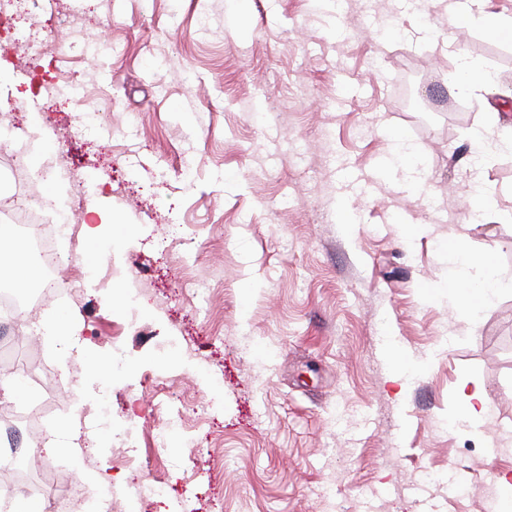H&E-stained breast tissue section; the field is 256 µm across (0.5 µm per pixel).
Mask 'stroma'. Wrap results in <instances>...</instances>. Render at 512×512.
<instances>
[{"mask_svg": "<svg viewBox=\"0 0 512 512\" xmlns=\"http://www.w3.org/2000/svg\"><path fill=\"white\" fill-rule=\"evenodd\" d=\"M83 5L61 0L50 22L65 60L0 56V113L38 78L83 75L94 128L37 94L19 119L63 130L45 156L85 152L89 201L129 227L102 237L96 268L122 275L76 263L71 299L44 308L80 336L81 419L104 390L113 422L146 431L123 445L101 429L96 456L65 449L48 469L30 454L28 469L62 493L131 458L110 493L120 512H494L488 493L512 469V290L472 321L442 286L457 240L512 280V150L483 172L482 212L466 176L475 133L512 137V37L483 26L512 18V0H429L422 15L397 0H96L107 59L83 52ZM463 57L492 76L465 100ZM394 130L419 189L391 165ZM20 346L25 372L6 351L0 376L29 396L0 416H69L54 355L33 335ZM394 348L411 364L398 381ZM466 378L488 399L478 433L448 424ZM162 408L185 416L165 451L180 464L167 499L139 503Z\"/></svg>", "mask_w": 512, "mask_h": 512, "instance_id": "stroma-1", "label": "stroma"}]
</instances>
